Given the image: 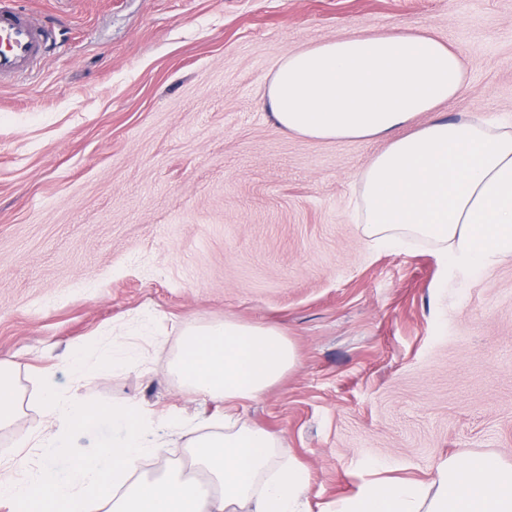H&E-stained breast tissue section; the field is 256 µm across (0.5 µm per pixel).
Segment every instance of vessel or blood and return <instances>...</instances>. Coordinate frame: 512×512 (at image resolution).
<instances>
[{"label": "vessel or blood", "mask_w": 512, "mask_h": 512, "mask_svg": "<svg viewBox=\"0 0 512 512\" xmlns=\"http://www.w3.org/2000/svg\"><path fill=\"white\" fill-rule=\"evenodd\" d=\"M54 43L51 27L35 22L15 0H0V83L31 73Z\"/></svg>", "instance_id": "b4317fda"}]
</instances>
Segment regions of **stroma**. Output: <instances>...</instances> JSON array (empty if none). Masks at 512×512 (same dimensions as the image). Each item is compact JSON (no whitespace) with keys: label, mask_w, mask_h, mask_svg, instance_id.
<instances>
[{"label":"stroma","mask_w":512,"mask_h":512,"mask_svg":"<svg viewBox=\"0 0 512 512\" xmlns=\"http://www.w3.org/2000/svg\"><path fill=\"white\" fill-rule=\"evenodd\" d=\"M56 23L34 75L0 84V363L24 393L0 459L42 431L41 370L89 400L220 418L172 363L187 324L272 326L296 365L237 403L309 473L311 512L374 479L429 483L445 458L512 463V260L466 268L366 245L355 176L384 139L282 131L277 59L425 29L464 59L434 116L512 122V0H20ZM151 315L139 367L76 382L88 338Z\"/></svg>","instance_id":"35a3bbf8"}]
</instances>
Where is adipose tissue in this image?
<instances>
[{
  "mask_svg": "<svg viewBox=\"0 0 512 512\" xmlns=\"http://www.w3.org/2000/svg\"><path fill=\"white\" fill-rule=\"evenodd\" d=\"M466 78L459 54L424 30L343 35L283 54L268 90L283 130L316 140L388 139L361 170L359 219L380 246L424 242L459 265L482 270L512 260V127L478 118H438L408 131L422 112L452 100ZM96 361L87 364L86 351ZM126 337L91 339L69 361L98 376L143 360ZM296 364L292 343L271 326L214 321L185 327L173 370L193 395L223 401L218 430L171 414L156 421L139 404L109 406L40 376L47 432L37 462L16 472L0 460V500L12 512H308L306 471L286 459L280 436L237 417L236 401L264 393ZM111 420L119 437L102 453L60 470L75 430ZM185 437L189 464L141 471ZM335 512H512V464L497 455L444 459L428 486L375 480Z\"/></svg>",
  "mask_w": 512,
  "mask_h": 512,
  "instance_id": "adipose-tissue-1",
  "label": "adipose tissue"
}]
</instances>
